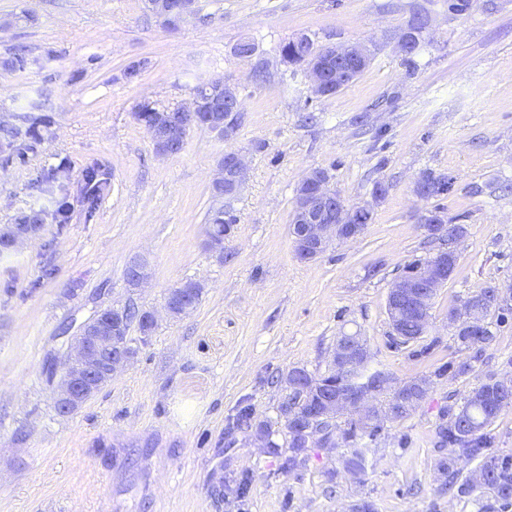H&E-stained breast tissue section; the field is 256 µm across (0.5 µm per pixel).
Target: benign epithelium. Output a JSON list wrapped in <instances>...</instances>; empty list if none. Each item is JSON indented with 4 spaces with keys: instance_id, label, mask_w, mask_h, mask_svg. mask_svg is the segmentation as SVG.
<instances>
[{
    "instance_id": "obj_1",
    "label": "benign epithelium",
    "mask_w": 512,
    "mask_h": 512,
    "mask_svg": "<svg viewBox=\"0 0 512 512\" xmlns=\"http://www.w3.org/2000/svg\"><path fill=\"white\" fill-rule=\"evenodd\" d=\"M148 8L162 22L175 14L184 19L197 12L196 0H149ZM295 42L308 46L306 75L315 93L320 96L329 95L333 86H344L356 76L359 67L369 62L368 51L360 44L318 47L306 35L296 37ZM326 55L336 58V70L332 74L326 71ZM218 83L224 88L222 105L196 97L190 107L162 109L155 113L149 134L158 154L174 155V147L185 142L187 131L200 124L207 125L226 140L237 135L244 116L239 86L226 78L218 80ZM242 177L241 156L226 153L217 164L212 187L222 196L232 197L239 191ZM329 183L330 176L322 169L309 171L300 183L302 192L293 206L289 234L293 243L299 246L295 255L303 262L318 258L334 239L349 240L360 236L364 226L357 223V216L373 212L368 205H344ZM419 223L430 233L436 234L444 228L447 220L441 212L425 209L419 215ZM38 233L39 230L32 224L0 227V250L9 252ZM452 274L453 271L448 268V251L441 250L436 258L419 266L414 277H398L391 282L387 312L392 336H398V328L410 309L416 310L421 315L422 326H427L428 304L437 288ZM121 326L122 321L105 308L81 324L70 338L64 355L65 367L56 388L57 407L61 413L69 414L80 409L96 395L98 388L112 380L118 368L129 361L127 343L119 335ZM448 329L454 333L466 332L474 337L486 331L485 317L475 302L465 297L449 314ZM371 356L370 347L363 339L358 338L353 342L342 340L336 343L332 351L331 363L336 371L345 374L367 365ZM407 389V384L386 378L355 393L346 389L338 390L320 409L305 414L299 421L288 416L286 411L282 418L292 427L302 423L301 432L305 433L306 441L333 446V438L320 439L324 433L320 421L334 425L345 419L382 426L392 420L396 413L394 405H380L383 395Z\"/></svg>"
}]
</instances>
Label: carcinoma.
Wrapping results in <instances>:
<instances>
[{
  "instance_id": "1",
  "label": "carcinoma",
  "mask_w": 512,
  "mask_h": 512,
  "mask_svg": "<svg viewBox=\"0 0 512 512\" xmlns=\"http://www.w3.org/2000/svg\"><path fill=\"white\" fill-rule=\"evenodd\" d=\"M234 53L241 59L254 61L253 76L261 80L267 70V62L252 54L251 47L237 46ZM28 127L21 130L17 127H6L0 129V136L8 145L21 135H26L33 140L39 138L38 125L49 124L45 116L35 117L23 116ZM423 184L430 195H444L451 188L450 180L444 177H424ZM212 228L210 231L211 248L224 251V236L233 230L232 221L224 219V210L217 209L210 219ZM495 292V285L487 283L471 292L472 299L480 306L486 314L490 325L499 327L501 324L512 318L511 309H503L492 305V298ZM113 312H122L127 323L126 329L137 325L141 334L149 335L153 326L148 319V311L140 310L133 306L113 307ZM426 335L418 320L410 315L406 318L400 329V336L405 345L409 346ZM495 338V332L487 330L486 336L476 342L478 348L465 341L463 336H454L455 343L461 350H468L470 354L463 361L455 363L448 361L437 368L435 374L438 376L450 371L455 376H464L473 373L478 366L484 364L483 346L490 344ZM288 374L302 381L299 390L294 394H288V409L294 415H302L306 411L318 406L322 399L338 389L353 390L359 384L349 380L346 376L336 372V368L328 366V369L320 374L314 375L303 367H293ZM428 393L425 380H420L414 388L399 397L396 408L399 412L395 414L394 421H401L407 418L412 412L419 408ZM512 407V386L506 389L497 384V380L487 375L480 384L475 387L463 399L461 403H450L439 417L436 425V445L439 448L448 449V453L438 461V469L442 474L448 476V491L456 497L475 498L478 504L477 512H509L512 508V496L505 495V492L512 493V454H503L492 451L494 444L493 425L502 412ZM257 429L266 438V452L280 458V470L291 473L306 465L308 460V446L300 437L297 430L286 431L288 436V452L281 450L280 444L274 439L271 427L266 423H253L250 409L242 410L234 422V428L238 430ZM377 427L370 426L363 422L358 425H351L343 431L342 441L349 447L345 455L344 463L346 470L363 474L366 466L365 449L358 447V440L363 436L375 435ZM486 469V485L478 487L466 474L470 466Z\"/></svg>"
}]
</instances>
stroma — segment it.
<instances>
[{"label": "stroma", "mask_w": 512, "mask_h": 512, "mask_svg": "<svg viewBox=\"0 0 512 512\" xmlns=\"http://www.w3.org/2000/svg\"><path fill=\"white\" fill-rule=\"evenodd\" d=\"M197 9L168 28L145 0H0V126L21 125L35 104L51 118L24 162L8 160L0 139V226L44 212L34 239L0 253V512H350L363 500L375 512H477L442 489L435 427L482 372L434 370L464 357L448 331L460 298L512 286V0H469L461 13L448 0H198ZM417 14L426 26L405 57L398 39ZM301 33L320 46L365 44L370 61L336 94L316 96L304 67L280 56ZM243 40L268 61L265 81L235 55ZM19 52L26 67L4 68ZM216 78L240 87L236 137L193 127L179 154L158 155L139 106L189 105ZM229 151L242 153L245 176L220 201L211 179ZM92 166L107 186L91 211ZM315 168L345 205L373 203L374 220L303 262L289 224ZM51 170L69 204L65 224L34 187ZM429 173L450 178V192L420 196ZM219 207L236 220L220 254L208 245ZM434 208L468 233L431 310L436 345L414 357L390 343L387 294L407 264L447 247L418 222ZM137 255L147 279L132 288ZM188 280L201 285L198 302L168 315L166 293ZM118 303L155 311L156 326L146 337L131 329L130 361L81 409L59 413L49 360ZM344 333L366 336L372 368L396 382L432 379L419 409L362 439L363 476L344 469L340 447L310 448L288 474L249 433L227 436L246 407L286 443L280 377L295 366L324 372ZM243 470L251 488L240 503L223 489Z\"/></svg>", "instance_id": "35a3bbf8"}]
</instances>
